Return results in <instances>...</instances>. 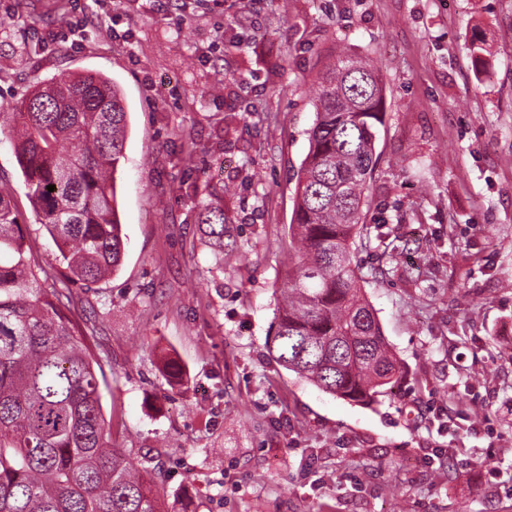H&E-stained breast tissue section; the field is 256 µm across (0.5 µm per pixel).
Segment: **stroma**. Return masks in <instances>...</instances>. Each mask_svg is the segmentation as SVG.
<instances>
[{"instance_id":"35a3bbf8","label":"stroma","mask_w":512,"mask_h":512,"mask_svg":"<svg viewBox=\"0 0 512 512\" xmlns=\"http://www.w3.org/2000/svg\"><path fill=\"white\" fill-rule=\"evenodd\" d=\"M54 3L0 0V107L61 72L124 96V260L70 287L113 444L144 468L164 449L169 499L196 512H512V0H69L86 33L66 42ZM342 50L386 98L356 258L405 376L368 405L268 354L317 73ZM228 184L230 266L197 224ZM0 189L56 267L5 133Z\"/></svg>"}]
</instances>
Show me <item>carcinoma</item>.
<instances>
[{
    "label": "carcinoma",
    "instance_id": "cac0c4a2",
    "mask_svg": "<svg viewBox=\"0 0 512 512\" xmlns=\"http://www.w3.org/2000/svg\"><path fill=\"white\" fill-rule=\"evenodd\" d=\"M315 109L268 351L323 392L369 404L404 376L355 260L356 240L370 234L363 208L386 116L379 69L338 54L318 78ZM8 120L36 221L66 273L60 286H42L49 274L1 189L0 512H168L156 476L112 446L91 336L71 308L69 284L89 288L122 265V94L100 74L52 78L15 102ZM197 221L224 253V209L205 205Z\"/></svg>",
    "mask_w": 512,
    "mask_h": 512
}]
</instances>
